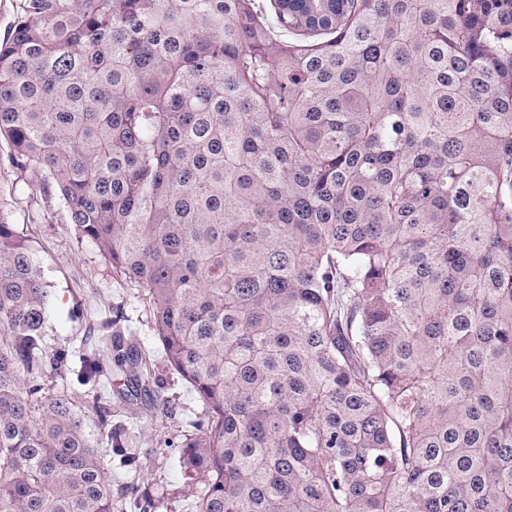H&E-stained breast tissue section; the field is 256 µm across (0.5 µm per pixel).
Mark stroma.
<instances>
[{"label":"stroma","instance_id":"35a3bbf8","mask_svg":"<svg viewBox=\"0 0 512 512\" xmlns=\"http://www.w3.org/2000/svg\"><path fill=\"white\" fill-rule=\"evenodd\" d=\"M9 149L0 144V220L12 224L36 252L46 282L51 311L43 328L47 347L80 346L82 340L96 341L101 324L113 314H122L130 339L146 357L159 380V392L166 410L147 411L146 399H139L143 413L131 450L139 454L137 470L113 457L108 471L112 496L124 505L125 488L137 482L156 505V512H195V500L203 482L186 472L177 450L155 449L157 435L182 441L192 434V421L202 407L196 394L171 370L152 331L151 306L143 292L116 277L97 248L82 239L61 205L42 191L34 169L13 167Z\"/></svg>","mask_w":512,"mask_h":512}]
</instances>
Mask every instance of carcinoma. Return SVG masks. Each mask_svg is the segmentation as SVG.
<instances>
[{"label": "carcinoma", "instance_id": "1", "mask_svg": "<svg viewBox=\"0 0 512 512\" xmlns=\"http://www.w3.org/2000/svg\"><path fill=\"white\" fill-rule=\"evenodd\" d=\"M2 141L148 296L197 512H512V0H19ZM49 309L0 221V512H112L126 428L38 380L166 403ZM123 378L124 376H118L113 375L112 376V407H111V417L108 418L107 426L103 427L101 426L98 418L96 415H94L91 412H88L87 409H85V405L81 403H76L77 410L79 413H81L85 419L87 430L93 434L98 435L100 432H103L104 430H108L111 425L112 429L118 427L121 424L126 423L129 419V405L125 403L124 401L120 400L116 395V390L118 388L123 387Z\"/></svg>", "mask_w": 512, "mask_h": 512}]
</instances>
